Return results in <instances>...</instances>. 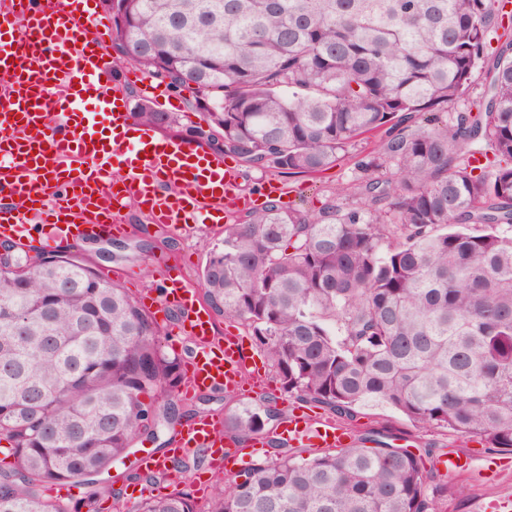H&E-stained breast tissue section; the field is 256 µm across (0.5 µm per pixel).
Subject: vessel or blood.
<instances>
[{"label":"vessel or blood","instance_id":"obj_1","mask_svg":"<svg viewBox=\"0 0 512 512\" xmlns=\"http://www.w3.org/2000/svg\"><path fill=\"white\" fill-rule=\"evenodd\" d=\"M98 0H0V236L25 249L76 236L109 240L126 234L119 215L136 200L155 224L176 232L188 223L220 224L251 207L235 191L224 156L179 137L126 131L122 88L108 81L109 18ZM150 305L180 311L195 349L185 392L241 388L259 356L237 336L213 335L197 292L170 285ZM203 417L175 430L178 450L204 448L218 468L245 446ZM290 441L338 448L349 436L334 421L291 418Z\"/></svg>","mask_w":512,"mask_h":512}]
</instances>
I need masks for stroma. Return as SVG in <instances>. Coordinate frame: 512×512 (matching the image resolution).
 <instances>
[{"mask_svg":"<svg viewBox=\"0 0 512 512\" xmlns=\"http://www.w3.org/2000/svg\"><path fill=\"white\" fill-rule=\"evenodd\" d=\"M357 160V153L346 154L335 166L315 177L288 174L274 168L257 170L240 164L236 167V191L258 201L267 188L280 187L287 190L290 205L313 211L335 191L338 184L352 178ZM122 215L125 223L132 227V234L117 237L112 243L94 240L92 248L75 249V256L89 262L97 273L120 271V285L135 298L151 292L160 293L162 283L170 277L181 280L188 287H198L199 272L213 247L221 243L223 231L172 234L150 223L133 202L127 205ZM261 372L265 380L263 388L244 387L236 392L200 390L189 397L178 393L174 396V402L178 408L191 409L193 416L220 418L228 407L238 403L265 401L277 413L276 418L268 421L265 430L268 436H278L283 418L303 407L282 390L270 366H263ZM360 422L391 435L398 443L411 445L415 449L432 448V455L424 459L423 475L428 487L438 491L437 512H473L476 502L512 497V455H498L500 468L497 473H459L448 470L441 463V456L466 453L484 456L488 453L485 445L460 437L450 429L414 431L406 418L389 406L366 409ZM173 439V433L169 430L162 432L155 440L137 438L131 455L114 462L110 472L102 474V482L116 489H125L130 484L128 475L137 471L142 453L171 448Z\"/></svg>","mask_w":512,"mask_h":512,"instance_id":"35a3bbf8","label":"stroma"}]
</instances>
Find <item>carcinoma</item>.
Listing matches in <instances>:
<instances>
[{
	"label": "carcinoma",
	"mask_w": 512,
	"mask_h": 512,
	"mask_svg": "<svg viewBox=\"0 0 512 512\" xmlns=\"http://www.w3.org/2000/svg\"><path fill=\"white\" fill-rule=\"evenodd\" d=\"M512 0H118L112 49L178 90L206 125L141 107L152 130L222 143L253 168L315 175L380 132L314 211L277 200L224 225L201 268L212 311L251 330L281 388L352 424L390 405L512 453ZM505 41L493 50L491 29ZM482 109L454 111L476 72ZM123 288L62 253L0 259V512H75L48 494L99 485L135 437L183 418L185 375ZM270 410L237 406L246 442ZM375 447L370 448L368 444ZM135 512H196L174 490ZM207 512H435L423 456L353 431L212 484Z\"/></svg>",
	"instance_id": "cac0c4a2"
}]
</instances>
